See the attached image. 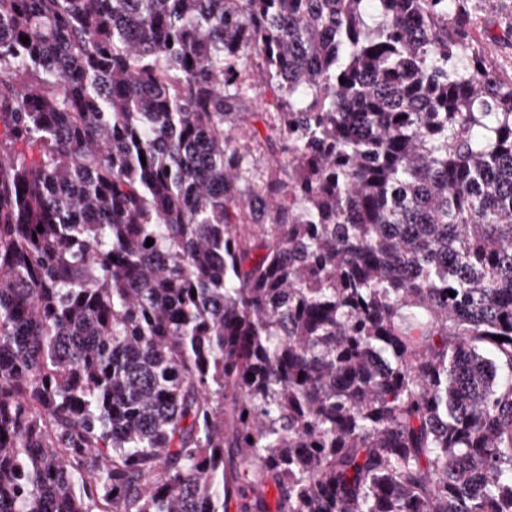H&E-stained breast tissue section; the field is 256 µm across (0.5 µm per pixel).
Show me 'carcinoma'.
<instances>
[{
	"mask_svg": "<svg viewBox=\"0 0 512 512\" xmlns=\"http://www.w3.org/2000/svg\"><path fill=\"white\" fill-rule=\"evenodd\" d=\"M470 25L0 0V512H512V80Z\"/></svg>",
	"mask_w": 512,
	"mask_h": 512,
	"instance_id": "cac0c4a2",
	"label": "carcinoma"
}]
</instances>
